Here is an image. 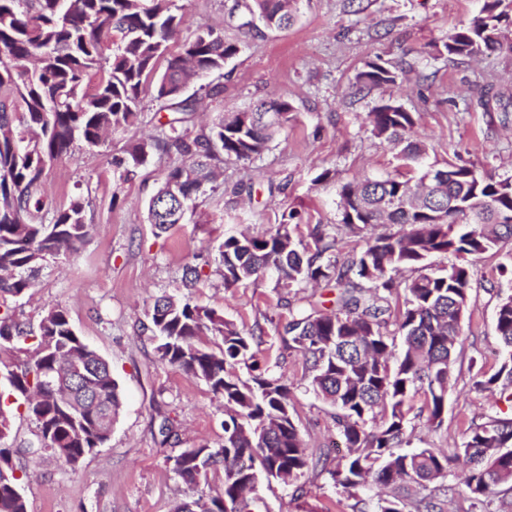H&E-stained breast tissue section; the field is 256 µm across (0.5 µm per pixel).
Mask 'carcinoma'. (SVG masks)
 <instances>
[{
  "mask_svg": "<svg viewBox=\"0 0 512 512\" xmlns=\"http://www.w3.org/2000/svg\"><path fill=\"white\" fill-rule=\"evenodd\" d=\"M300 0H236L230 15L238 28L286 29ZM186 23L177 0H0V386L22 400L33 417L37 447L71 465L104 446L120 406L118 385L107 361L83 344L68 312L44 309L33 329L15 303L36 287L49 259L71 257L85 244L91 225L80 195L57 208L44 190L45 169L76 143L99 147L108 136H128L123 154L112 157L121 185L154 158L172 161L148 202L155 234L183 223L187 210L226 162L249 163L268 149L276 132L294 118L283 98L246 111L226 113L195 127L199 98L187 94L194 81L223 74L240 51L224 31L207 26L193 39L170 45ZM512 30V0H483L480 14L455 30L438 55L474 58L512 53L497 36ZM398 69L373 60L356 77L358 90L395 85ZM151 95L170 112L157 133L136 136L141 103ZM477 104L489 112L512 106L508 90L486 85ZM376 137L400 146L401 169L385 178L346 183L339 191V223L301 232L297 211L262 236H230L213 246L224 287L275 279V288L298 295L321 282L339 290L336 308L322 309L311 295L288 309L282 343L301 355L306 389L336 409L337 431L346 454L327 467L323 455L306 448L295 423L296 410L283 377L269 373L263 339L195 300L193 289L206 273L188 266L179 297L154 299L149 330L160 338L161 360L204 382L224 401V444L185 448L173 457L172 472L188 487L222 467L224 486L173 512H259L249 497L264 476L286 487H302L305 474L322 466L347 497L371 493L353 512H443L439 495L500 509L512 507V416L499 410L469 427L459 446L410 448V417L440 427L454 375L463 324L469 316V256L494 250L512 239V181L464 165L439 169L434 183L423 168L425 143L415 134L413 113L387 101L369 113ZM394 232H375L378 225ZM359 238V251L336 255L339 232ZM448 265L425 272L434 255ZM423 270L403 282L400 271ZM495 329L503 359L498 370L472 377L477 393L512 402V291L498 292ZM218 336L214 351L201 341ZM87 357L96 369L74 379L68 364ZM249 364L250 378L236 371ZM12 421L0 403V512H28L11 449L5 446ZM470 465L459 485L445 484L460 460Z\"/></svg>",
  "mask_w": 512,
  "mask_h": 512,
  "instance_id": "1",
  "label": "carcinoma"
}]
</instances>
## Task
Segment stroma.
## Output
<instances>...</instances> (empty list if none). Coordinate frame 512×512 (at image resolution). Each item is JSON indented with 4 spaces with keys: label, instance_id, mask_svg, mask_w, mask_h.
I'll return each instance as SVG.
<instances>
[{
    "label": "stroma",
    "instance_id": "obj_1",
    "mask_svg": "<svg viewBox=\"0 0 512 512\" xmlns=\"http://www.w3.org/2000/svg\"><path fill=\"white\" fill-rule=\"evenodd\" d=\"M179 3L188 19L180 39L212 25L242 45L224 70L223 94L201 99L204 119L279 97L296 112L259 158L226 165L217 189L200 195L183 224L160 236L147 221L146 201L166 160L115 185L111 161L125 144L116 135L99 148H76L46 168L45 188L56 206L84 194L91 232L77 255L48 264L17 311L35 323L48 304L66 308L77 335L110 363L122 405L110 442L78 467L49 452L31 462L15 456L25 473L21 491L28 512H172L198 493L222 490L223 473L194 490L172 472L170 458L182 449L223 444L224 402L160 360L159 340L146 328V309L152 297L182 292L184 266L199 256L213 257L218 240L263 233L290 210L301 214L305 233L336 223L341 185L394 173L395 149L372 133L369 114L377 105L395 100L414 114L416 131L428 144V162L512 175V114L486 112L465 101L489 83L512 87V54L475 60L434 53L449 33L478 15L483 0H363L358 14L348 0H301L291 27L262 32L238 30L229 18L235 0ZM378 58L401 65L402 87L357 90L356 74ZM509 251L512 243L470 261L466 341L443 424L434 429L425 419H413V447H454L469 425L486 420L489 403L471 392L469 379L474 370L491 374L500 366L495 308L498 291L512 289V275L499 273ZM197 295L200 304L261 333L269 357L284 355L276 325L287 321L288 311L277 305L273 280L228 289L213 273ZM285 357L274 373L290 385L296 424L309 448L326 451L337 438L334 410L306 392L301 356ZM167 418L174 429L165 434ZM301 483L298 494L259 479L261 512H352L353 499L320 471H309Z\"/></svg>",
    "mask_w": 512,
    "mask_h": 512
}]
</instances>
